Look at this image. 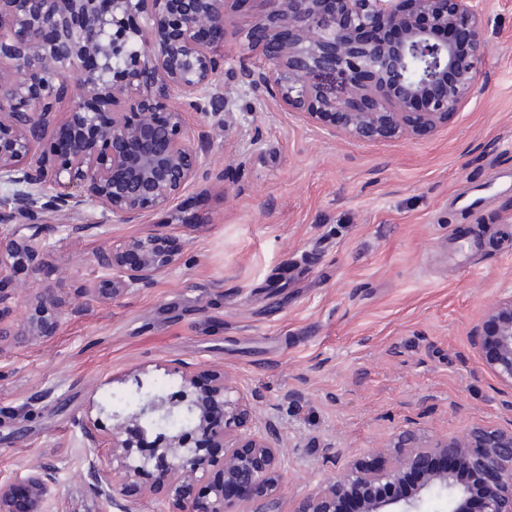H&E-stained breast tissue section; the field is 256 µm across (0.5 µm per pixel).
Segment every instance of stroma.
<instances>
[{
  "label": "stroma",
  "mask_w": 512,
  "mask_h": 512,
  "mask_svg": "<svg viewBox=\"0 0 512 512\" xmlns=\"http://www.w3.org/2000/svg\"><path fill=\"white\" fill-rule=\"evenodd\" d=\"M255 0H227L224 65ZM486 41L473 95L448 123L363 142L331 135L274 101L239 92L235 129L207 145L211 175L138 224L70 237L45 216L44 265L15 270L0 316L26 324L37 295L62 309L50 335L0 342V479L52 469L46 512H116L91 465L111 467V396L173 393L178 371H223L275 421L281 512L348 463H378L400 432L512 431V388L485 365L477 327L512 295V0H483ZM498 180L478 212L459 198ZM149 229L178 263L144 288L83 301L93 254ZM477 240L466 266L456 235ZM99 443L90 446L86 435Z\"/></svg>",
  "instance_id": "1"
}]
</instances>
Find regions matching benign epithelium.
Wrapping results in <instances>:
<instances>
[{"mask_svg":"<svg viewBox=\"0 0 512 512\" xmlns=\"http://www.w3.org/2000/svg\"><path fill=\"white\" fill-rule=\"evenodd\" d=\"M260 13L244 34L262 61L224 69L218 51L227 35L224 0H0V283L41 263L48 225L92 212L68 225L80 237L105 224H135L170 206L200 179L204 143L229 134L240 90L267 95L286 112L360 141L410 136L448 121L475 89L474 58L484 46L479 0H258ZM443 29L458 31L442 39ZM344 73L343 97L314 81ZM453 80H448V73ZM70 95V109L57 105ZM212 120L192 143L186 117ZM42 145L33 154L35 144ZM178 261L170 235L149 229L94 255L109 271L84 290L117 297ZM52 292L40 295L29 326L0 322V341L34 336L55 318ZM485 365L512 387V295L491 309L479 330ZM181 389L154 394L127 414L110 413L112 458L120 468H93L97 489L121 512L125 481L139 473L137 454L154 463L157 482L179 499L184 480H201L211 449H224L222 473L205 498L185 512H280L281 434L259 427L253 407L222 372L182 371ZM382 453L384 468L354 462L290 512H421L436 494L448 512H469L472 488L460 470L491 476L478 512H512V431L478 427L457 439L429 440L400 432ZM411 470L423 478L403 498L378 489ZM55 480L36 471L0 482V512H42Z\"/></svg>","mask_w":512,"mask_h":512,"instance_id":"1","label":"benign epithelium"}]
</instances>
